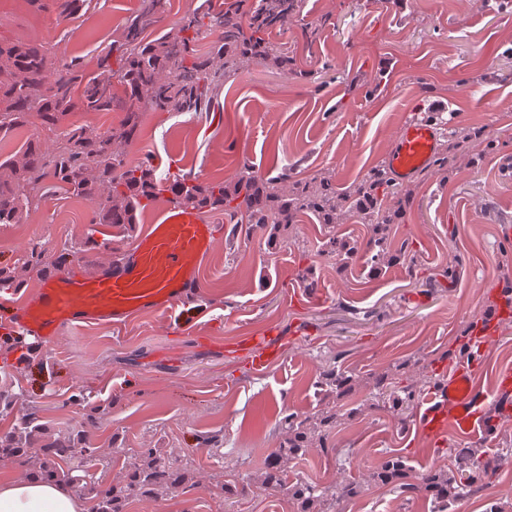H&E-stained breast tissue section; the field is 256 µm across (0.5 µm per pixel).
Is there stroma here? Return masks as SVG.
<instances>
[{
  "mask_svg": "<svg viewBox=\"0 0 512 512\" xmlns=\"http://www.w3.org/2000/svg\"><path fill=\"white\" fill-rule=\"evenodd\" d=\"M139 4L93 0L85 16L60 21L24 0H0V37L42 43L56 66L75 57L92 72L100 46L121 38ZM277 39L295 60L287 72L248 63L206 111L147 113L127 163L149 159L164 172L175 154L181 171L202 181L244 167L284 171L292 182L327 173L343 193L384 164L404 120L438 113L447 147L485 129L479 149L451 150L447 172L430 166L403 182L402 216L385 234L407 243L415 265L368 276L373 227L353 212L336 225L352 248L340 257L325 250L313 216H301L273 252L261 231L209 212L219 244L192 297L172 310L52 343L25 337L32 351L24 361L0 342V394L13 402L0 438L29 416L53 436L85 429L102 458L74 491L90 501L121 484L141 449L161 448L189 462L191 485L156 500L134 497L137 512H297L287 496L259 490L263 462L280 444L284 416L333 410L332 449H307L288 475L324 486L363 482L347 512H423L424 498L405 503L391 485L371 481V465L399 454L418 469L444 468L449 449L467 446L505 462L453 512H486L493 502L512 512V427L478 436L450 430L437 443L417 425L401 430L370 401L379 376L416 385L450 374L462 336L512 281V239L500 233L512 224V172L503 169L512 160V0H301ZM89 214L88 204L50 191L28 223L0 227V266L21 265L31 240L59 255L83 236ZM449 266L453 276H442ZM268 328L279 350L258 373L245 340ZM473 359L489 390L500 370H512V324ZM335 362L353 377L342 394L318 386ZM232 479L244 486L239 495L214 494Z\"/></svg>",
  "mask_w": 512,
  "mask_h": 512,
  "instance_id": "obj_1",
  "label": "stroma"
}]
</instances>
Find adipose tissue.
I'll return each instance as SVG.
<instances>
[{"mask_svg":"<svg viewBox=\"0 0 512 512\" xmlns=\"http://www.w3.org/2000/svg\"><path fill=\"white\" fill-rule=\"evenodd\" d=\"M69 487L36 477L0 480V512H88Z\"/></svg>","mask_w":512,"mask_h":512,"instance_id":"adipose-tissue-1","label":"adipose tissue"}]
</instances>
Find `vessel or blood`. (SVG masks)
I'll list each match as a JSON object with an SVG mask.
<instances>
[{"mask_svg":"<svg viewBox=\"0 0 512 512\" xmlns=\"http://www.w3.org/2000/svg\"><path fill=\"white\" fill-rule=\"evenodd\" d=\"M439 150L431 124L409 120L391 137L387 167L396 178L408 180L427 167ZM217 243L212 224L197 210L169 206L123 257L104 262L91 277L57 271L47 276L38 292L17 307L18 329L44 341L90 325L127 324L134 314L162 313L192 295L202 260ZM512 309L501 307L496 318L480 327V348L501 334V321ZM477 365L456 369L446 384L426 401L420 419L425 436L438 439L447 429L463 435L485 432L481 410L488 400L512 395V371L498 373L492 390L476 385Z\"/></svg>","mask_w":512,"mask_h":512,"instance_id":"obj_1","label":"vessel or blood"}]
</instances>
